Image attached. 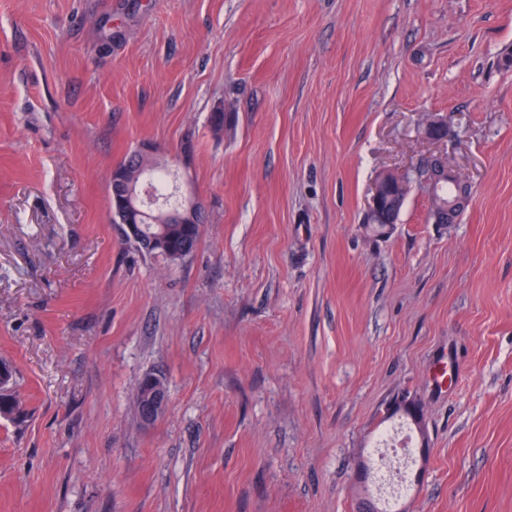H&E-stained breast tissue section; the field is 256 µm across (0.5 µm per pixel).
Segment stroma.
<instances>
[{
    "label": "stroma",
    "instance_id": "1",
    "mask_svg": "<svg viewBox=\"0 0 512 512\" xmlns=\"http://www.w3.org/2000/svg\"><path fill=\"white\" fill-rule=\"evenodd\" d=\"M511 56L512 0H0V512H358L405 395L398 507L512 512ZM145 140L191 146L180 262L112 222ZM440 152L459 220L373 232ZM404 178L393 172H385L378 176L369 201L368 214L372 223L385 227L396 223V216L405 200L400 196V191L403 188L406 195L409 191ZM0 370L6 374V380H12V386L9 391L0 394V417L11 418L20 411V402L13 390V371L7 363H0ZM155 379L157 378L147 377L142 381L149 393L147 402V393L142 389L141 384L137 396L139 410L141 405L146 402L142 408L141 417L147 423L152 422L165 410L168 401L167 393L160 386L156 385Z\"/></svg>",
    "mask_w": 512,
    "mask_h": 512
}]
</instances>
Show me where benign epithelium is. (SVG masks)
I'll list each match as a JSON object with an SVG mask.
<instances>
[{
	"label": "benign epithelium",
	"mask_w": 512,
	"mask_h": 512,
	"mask_svg": "<svg viewBox=\"0 0 512 512\" xmlns=\"http://www.w3.org/2000/svg\"><path fill=\"white\" fill-rule=\"evenodd\" d=\"M448 119L435 118L427 128L429 138L436 142L446 139ZM160 159L158 148L149 141H144L136 148L133 164L141 171L147 169L146 162ZM179 203L174 207L155 196L151 186L142 180L127 176V169L114 168L109 180V193L112 196V221L117 224L125 241L140 247L155 245V240L146 234L145 225L158 224H202L205 222L203 202L188 188L184 173L176 168ZM422 173L417 178L418 185L429 197L442 183L453 179L457 173L449 171L448 162L443 154L428 156L417 168ZM409 191L404 177L393 172H385L375 181L369 201L368 214L371 222L389 226L396 223L400 206L404 198L400 191ZM148 391V400L142 408L141 417L149 423L157 418L167 406V393L156 385L153 377L143 379Z\"/></svg>",
	"instance_id": "benign-epithelium-1"
}]
</instances>
